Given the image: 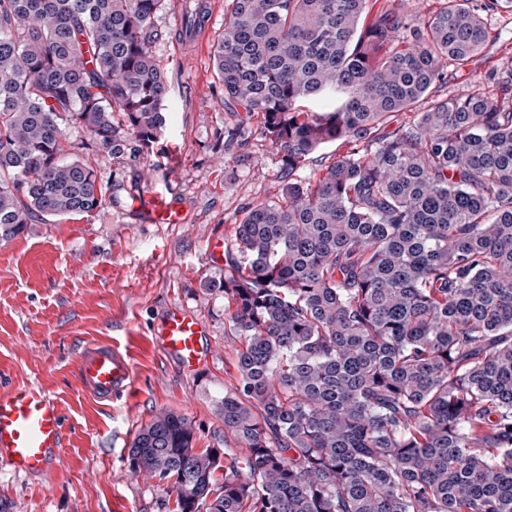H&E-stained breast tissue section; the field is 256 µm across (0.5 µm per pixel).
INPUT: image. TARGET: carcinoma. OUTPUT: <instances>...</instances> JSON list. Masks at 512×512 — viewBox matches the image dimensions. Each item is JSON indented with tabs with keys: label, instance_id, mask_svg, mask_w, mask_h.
Listing matches in <instances>:
<instances>
[{
	"label": "carcinoma",
	"instance_id": "obj_1",
	"mask_svg": "<svg viewBox=\"0 0 512 512\" xmlns=\"http://www.w3.org/2000/svg\"><path fill=\"white\" fill-rule=\"evenodd\" d=\"M163 2L0 0L1 241L105 204L92 165L62 158L65 128L111 152L123 129L158 141ZM228 5L215 73L290 175L224 252L241 349L218 411L247 452L199 454L162 412L129 469L176 512H512V69L489 72L493 93L428 97L512 0L416 20L372 0ZM337 151L342 152L344 148H339L336 144H330L319 149L311 156V162H308L304 168L296 172L293 178L302 181L308 178L316 169L321 168L320 162L323 165H327L335 157Z\"/></svg>",
	"mask_w": 512,
	"mask_h": 512
}]
</instances>
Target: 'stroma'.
Instances as JSON below:
<instances>
[{
    "label": "stroma",
    "instance_id": "obj_1",
    "mask_svg": "<svg viewBox=\"0 0 512 512\" xmlns=\"http://www.w3.org/2000/svg\"><path fill=\"white\" fill-rule=\"evenodd\" d=\"M216 2L213 37L184 53L175 0L154 19L160 37L151 51L170 90L152 152L128 134L123 152L111 153L85 130L67 129L65 159L90 161L111 203L80 220L26 225L0 241V393L26 384L52 394L67 457L45 480L0 476V512H172L154 481L132 475L127 463L137 430L163 410L192 421L197 450L244 454L225 436L217 410L237 377L238 345L224 332V269L205 249L210 238L231 239L249 206L277 200L286 172L256 115L224 100L213 55L226 8ZM487 26L480 52L448 65L446 83L430 97L467 94L489 70L512 62V12L488 16ZM148 184L183 199L188 223H136L134 196ZM172 305L194 310L207 327L212 356L193 375L151 344L153 320ZM104 340L128 351L134 372L130 392L109 402L85 395L76 372L79 352Z\"/></svg>",
    "mask_w": 512,
    "mask_h": 512
}]
</instances>
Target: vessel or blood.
<instances>
[{"label": "vessel or blood", "mask_w": 512, "mask_h": 512, "mask_svg": "<svg viewBox=\"0 0 512 512\" xmlns=\"http://www.w3.org/2000/svg\"><path fill=\"white\" fill-rule=\"evenodd\" d=\"M215 16L214 0H204L201 13L183 43L184 48L205 40ZM135 214L143 224L188 221V208L179 198L149 190L143 192ZM205 333V324L199 315L184 307L172 306L155 321L151 342L183 370L194 372L210 359L202 342ZM78 375L83 390L100 400L123 395L133 385L128 354L106 342L80 353ZM66 462L62 412L57 400L31 385L1 393L0 472L42 478L59 470Z\"/></svg>", "instance_id": "obj_1"}]
</instances>
